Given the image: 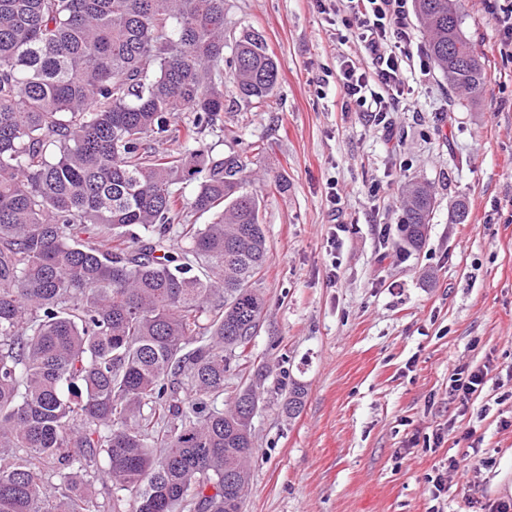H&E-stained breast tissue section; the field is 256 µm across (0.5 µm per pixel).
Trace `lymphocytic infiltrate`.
Masks as SVG:
<instances>
[{"label":"lymphocytic infiltrate","instance_id":"f902f5d3","mask_svg":"<svg viewBox=\"0 0 512 512\" xmlns=\"http://www.w3.org/2000/svg\"><path fill=\"white\" fill-rule=\"evenodd\" d=\"M321 13L334 16L336 37L360 45L362 55L339 60L336 93L342 111L368 113L387 124L404 98V74L414 65L406 0H316Z\"/></svg>","mask_w":512,"mask_h":512}]
</instances>
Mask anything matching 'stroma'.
<instances>
[{
  "label": "stroma",
  "mask_w": 512,
  "mask_h": 512,
  "mask_svg": "<svg viewBox=\"0 0 512 512\" xmlns=\"http://www.w3.org/2000/svg\"><path fill=\"white\" fill-rule=\"evenodd\" d=\"M461 11L483 96L461 101L429 66L409 76L387 132L342 111L336 68L356 47L312 0H224L226 38L258 30L279 62L271 108L227 102L201 134L246 156L270 248L260 327L224 380L229 401L269 369L243 512H463L512 498V63L487 0ZM413 182L430 186L434 208L424 247L405 253L401 190ZM462 198L469 217L456 224ZM483 364L491 381L461 407L452 375ZM296 382L307 395L291 419L281 405ZM469 429L493 467L474 471ZM450 456L459 467L433 499L428 478Z\"/></svg>",
  "instance_id": "obj_1"
}]
</instances>
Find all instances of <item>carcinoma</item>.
Here are the masks:
<instances>
[{
  "label": "carcinoma",
  "instance_id": "1",
  "mask_svg": "<svg viewBox=\"0 0 512 512\" xmlns=\"http://www.w3.org/2000/svg\"><path fill=\"white\" fill-rule=\"evenodd\" d=\"M413 2L438 70L477 98L458 0ZM224 47V0H0V512H100L94 466L111 512L125 496L131 512H242L260 393L224 409V377L261 320L270 250L245 159L199 134L224 79L268 106L279 68L255 29ZM404 197L418 251L433 199ZM305 396L293 384L283 411Z\"/></svg>",
  "mask_w": 512,
  "mask_h": 512
}]
</instances>
